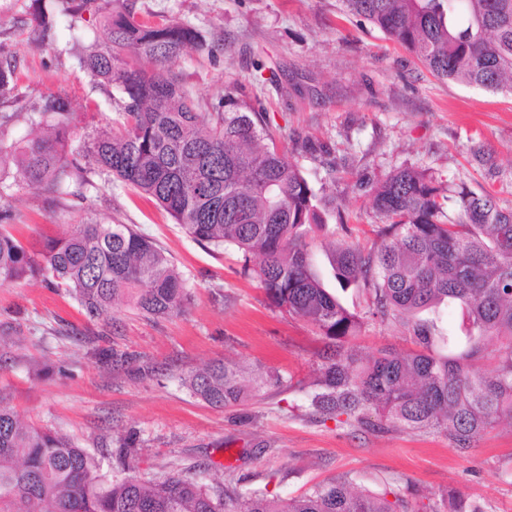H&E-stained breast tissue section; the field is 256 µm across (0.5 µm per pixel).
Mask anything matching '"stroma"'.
Listing matches in <instances>:
<instances>
[{"label":"stroma","mask_w":512,"mask_h":512,"mask_svg":"<svg viewBox=\"0 0 512 512\" xmlns=\"http://www.w3.org/2000/svg\"><path fill=\"white\" fill-rule=\"evenodd\" d=\"M28 0H0V44L16 66L25 100L0 103L7 141L39 136L34 104L67 97L81 119L73 131L115 122L121 96L79 68L75 52L100 30L98 18L59 19L57 37L40 42ZM338 0H136L150 21L194 26L204 49L172 64L191 96L216 100L241 85L260 99L273 123L331 146L334 179L317 154L288 157L313 186L345 193L351 216L347 240L365 246L376 217L369 196L347 192L355 174L403 166L428 168L441 179L484 189L512 206V92H490L434 79L421 64L360 18L341 19ZM491 151L478 164L477 146ZM98 221L129 224L149 236L183 273L192 294L183 315L153 321L119 305L112 328L86 322L75 301L43 278L0 287V332L20 329L21 341L0 351V393L25 418L73 438L95 455L100 472L121 475L113 449L134 438L132 471L155 478L195 467L213 487L261 489L289 498L312 485L348 476L362 490L387 491L427 512L454 494L486 512H512V425L488 431L467 456L435 434H374L321 421L307 397L322 342L307 321L270 306L234 248L217 249L189 237L163 208L96 170L44 194L13 182L0 196V224L36 241L46 231ZM320 232L313 262L344 306L361 309L360 288L340 289ZM399 325L370 324L355 339L362 355L412 349ZM111 349L122 365L100 359ZM228 359L292 379L267 387L246 405L214 408L190 395L181 373Z\"/></svg>","instance_id":"35a3bbf8"}]
</instances>
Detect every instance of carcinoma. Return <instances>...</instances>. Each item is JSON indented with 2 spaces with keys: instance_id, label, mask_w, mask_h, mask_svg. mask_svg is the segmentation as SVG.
Wrapping results in <instances>:
<instances>
[{
  "instance_id": "carcinoma-1",
  "label": "carcinoma",
  "mask_w": 512,
  "mask_h": 512,
  "mask_svg": "<svg viewBox=\"0 0 512 512\" xmlns=\"http://www.w3.org/2000/svg\"><path fill=\"white\" fill-rule=\"evenodd\" d=\"M76 20L99 16L101 33L78 65L122 94L121 120L72 145L68 102L49 95L34 107L47 135L17 152L0 136V165L48 194L94 165L144 194L195 240L231 246L244 257L271 305L312 324L325 340L309 409L323 421L355 422L372 433L405 430L448 438L461 454L488 429L512 422V207L442 181L425 168L359 175L379 220L365 249L331 240L335 279L366 294L354 312L330 294L314 270L307 237L327 207L341 231L345 209L315 189L288 159L287 128L271 122L242 86L200 111L170 63L203 47L196 28L141 19L134 0H60ZM412 53L440 81L512 92V0H339ZM42 40L55 39L57 14L32 0ZM133 48L136 58L122 55ZM0 98L22 101L11 64L0 62ZM43 277L84 315L112 325L114 307L178 316L191 300L181 271L148 237L125 224H80L28 245L0 224V286ZM460 313L456 328L432 336L420 314L441 306ZM414 323L421 349H382L366 358L351 344L368 323ZM485 360L481 372L474 362ZM195 397L226 408L283 378H247L216 359L179 376ZM0 512H414L408 501L354 489L348 477L280 499L261 489L210 488L181 473L159 480L108 478L72 438L26 422L0 394ZM429 512H484L447 496Z\"/></svg>"
}]
</instances>
